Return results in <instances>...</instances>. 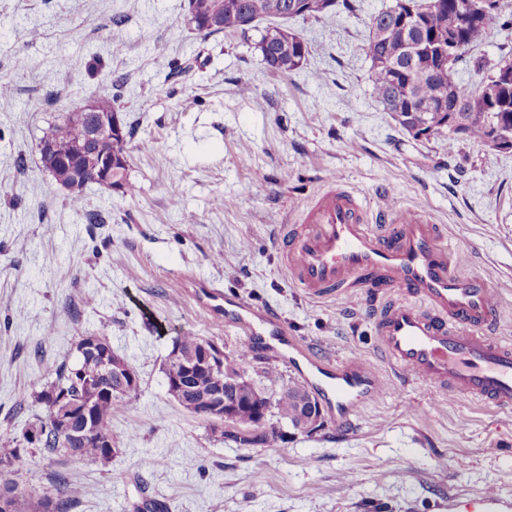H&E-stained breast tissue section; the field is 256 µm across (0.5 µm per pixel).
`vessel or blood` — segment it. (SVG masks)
Listing matches in <instances>:
<instances>
[{"instance_id":"vessel-or-blood-1","label":"vessel or blood","mask_w":512,"mask_h":512,"mask_svg":"<svg viewBox=\"0 0 512 512\" xmlns=\"http://www.w3.org/2000/svg\"><path fill=\"white\" fill-rule=\"evenodd\" d=\"M301 235L289 240L285 262L297 287L316 298L350 295L357 279L369 287L381 357L437 391L512 409V343L490 334L502 301L488 282L460 272L439 227L423 208L386 203L370 218L353 191L333 182L317 198ZM220 299L199 294L200 303ZM223 300V299H220ZM224 323L244 334L247 353L283 346L305 357L316 389L340 419L375 398L381 381L368 363L312 356L289 336L280 314L225 299Z\"/></svg>"}]
</instances>
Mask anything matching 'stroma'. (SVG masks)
<instances>
[{"label":"stroma","instance_id":"obj_1","mask_svg":"<svg viewBox=\"0 0 512 512\" xmlns=\"http://www.w3.org/2000/svg\"><path fill=\"white\" fill-rule=\"evenodd\" d=\"M350 2L288 20L311 53L280 75L255 49L259 30L199 34L187 0H0V446L41 414L23 395L74 361L80 337H108L140 378L112 418L122 453L110 470L25 455L8 481L41 494L66 471L79 491L70 512H135L146 495L176 512H486L487 490L493 512H512V410L400 379L377 362L366 301L308 297L282 262L281 237L332 180L372 212L425 205L460 271L501 296L495 333L512 341V152L402 130L374 96L363 51L371 17L393 0ZM503 58L512 27L487 31L453 77L479 87ZM105 95L132 129L138 193L88 188L87 209L104 218L92 226L43 170L39 139L59 113ZM204 283L276 309L315 355L376 362L381 394L347 425L328 413L312 434L218 440L161 370L182 333L230 356L243 344L196 301Z\"/></svg>","mask_w":512,"mask_h":512}]
</instances>
